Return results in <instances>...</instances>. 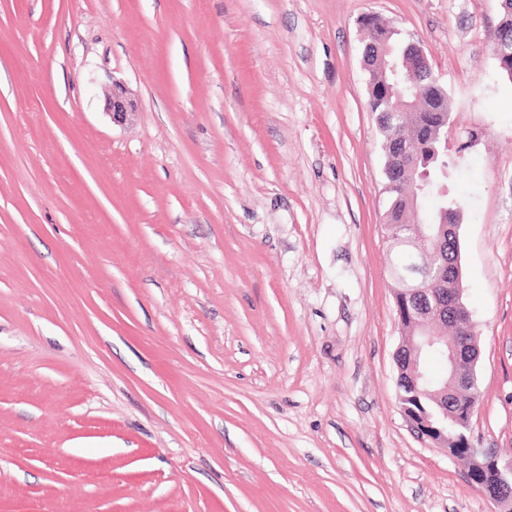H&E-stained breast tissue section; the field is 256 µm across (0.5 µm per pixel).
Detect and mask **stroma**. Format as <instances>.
<instances>
[{
    "label": "stroma",
    "instance_id": "obj_1",
    "mask_svg": "<svg viewBox=\"0 0 512 512\" xmlns=\"http://www.w3.org/2000/svg\"><path fill=\"white\" fill-rule=\"evenodd\" d=\"M500 0H0V512H495L411 430L368 14L452 100L473 447L512 453ZM137 104L114 123L106 93Z\"/></svg>",
    "mask_w": 512,
    "mask_h": 512
}]
</instances>
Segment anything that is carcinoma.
Listing matches in <instances>:
<instances>
[{
	"label": "carcinoma",
	"mask_w": 512,
	"mask_h": 512,
	"mask_svg": "<svg viewBox=\"0 0 512 512\" xmlns=\"http://www.w3.org/2000/svg\"><path fill=\"white\" fill-rule=\"evenodd\" d=\"M368 41L391 46L399 58H404V48L408 40L401 36L395 28L385 24L378 16L372 15L365 25ZM371 72L368 86V106L376 114L377 123L382 134V150L385 155V193L388 205L385 212L384 228L388 236L400 235L410 226H425L428 240L422 242L428 261L433 263L430 279L418 284L420 288H432L429 295L433 305L442 306L447 301L444 289L452 287V282L439 279L438 271L460 256V243L448 240V232L440 224L444 214L460 210L457 199L450 196L451 185L457 171L458 160L448 155V142L442 134L439 124L448 118L445 112L448 103L428 91L409 112L401 118L400 136L407 152L412 156L414 166H405L393 148V131L384 122L382 112L400 105V98L407 97L408 90L403 86L396 87V94L388 101L376 95V87L384 83L388 73L375 54H370ZM424 199L432 203L430 216L423 219L417 215L418 206ZM394 259L390 267L394 282V297L399 308L406 332H411V321L408 313L415 311L418 295L405 292L407 284L402 280L405 266L412 260V254L402 246H393ZM440 331L457 339L458 346L465 352L472 349L467 345L469 340L465 328L449 320L441 322ZM415 359L422 371L424 393L416 392L411 385L398 387V402L401 408L416 417L431 416L433 425L443 427L453 436L460 432L461 426L454 419H463L473 404L471 389L462 386L453 395L447 396L440 392L442 382L448 372V353L433 352L422 349L413 355L404 353L403 364ZM448 409V416H443L441 408Z\"/></svg>",
	"instance_id": "carcinoma-1"
}]
</instances>
